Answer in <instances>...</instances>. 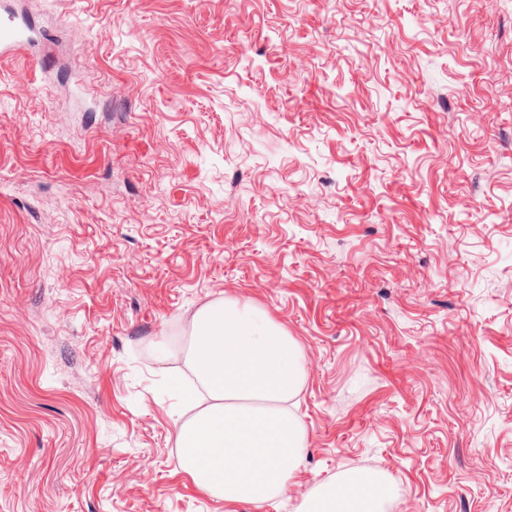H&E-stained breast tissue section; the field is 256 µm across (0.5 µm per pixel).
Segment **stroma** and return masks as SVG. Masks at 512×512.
Returning <instances> with one entry per match:
<instances>
[{"label": "stroma", "mask_w": 512, "mask_h": 512, "mask_svg": "<svg viewBox=\"0 0 512 512\" xmlns=\"http://www.w3.org/2000/svg\"><path fill=\"white\" fill-rule=\"evenodd\" d=\"M0 512H512V0H0ZM298 341L286 493L178 466L193 314ZM173 356L159 360L157 343ZM29 29L24 24L8 16L0 17V52L8 51L16 44L31 42ZM341 490L346 491L344 494ZM395 489L381 472L350 471L317 485L299 512H386Z\"/></svg>", "instance_id": "stroma-1"}]
</instances>
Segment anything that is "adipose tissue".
Segmentation results:
<instances>
[{
	"mask_svg": "<svg viewBox=\"0 0 512 512\" xmlns=\"http://www.w3.org/2000/svg\"><path fill=\"white\" fill-rule=\"evenodd\" d=\"M185 363L198 382L178 425L179 467L207 495L263 505L298 470L305 430L289 403L305 380L301 348L263 308L235 299L192 318ZM395 489L383 473L350 471L317 485L299 512H386Z\"/></svg>",
	"mask_w": 512,
	"mask_h": 512,
	"instance_id": "1",
	"label": "adipose tissue"
}]
</instances>
